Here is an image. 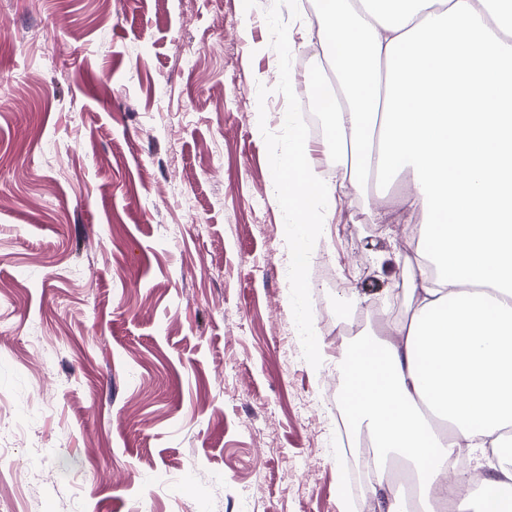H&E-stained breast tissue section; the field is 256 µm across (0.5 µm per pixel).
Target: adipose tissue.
<instances>
[{
	"instance_id": "adipose-tissue-1",
	"label": "adipose tissue",
	"mask_w": 512,
	"mask_h": 512,
	"mask_svg": "<svg viewBox=\"0 0 512 512\" xmlns=\"http://www.w3.org/2000/svg\"><path fill=\"white\" fill-rule=\"evenodd\" d=\"M488 11L489 0H321L306 23L343 80L327 138L349 183L408 172L418 218L406 315L337 360L343 410L374 447L376 512H408L390 492L396 458L416 504L512 512V22ZM336 193L294 132L274 201L318 221ZM462 451L485 472L475 503L450 472Z\"/></svg>"
}]
</instances>
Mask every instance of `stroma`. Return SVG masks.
<instances>
[{
    "instance_id": "1",
    "label": "stroma",
    "mask_w": 512,
    "mask_h": 512,
    "mask_svg": "<svg viewBox=\"0 0 512 512\" xmlns=\"http://www.w3.org/2000/svg\"><path fill=\"white\" fill-rule=\"evenodd\" d=\"M300 8L0 0V512H353L313 283L401 319L416 239L401 175L301 233L272 200Z\"/></svg>"
}]
</instances>
